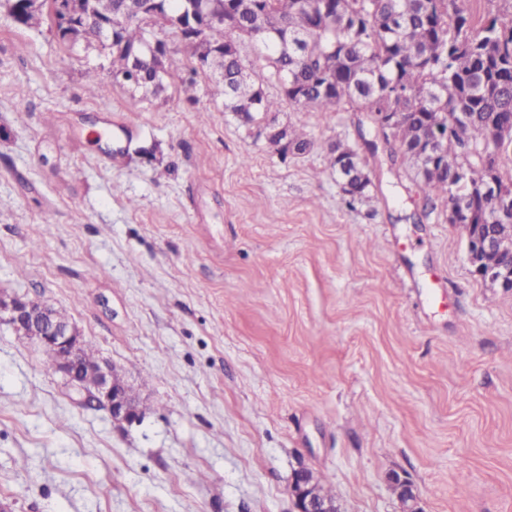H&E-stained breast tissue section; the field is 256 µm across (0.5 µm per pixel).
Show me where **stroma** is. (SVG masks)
Instances as JSON below:
<instances>
[{"label": "stroma", "mask_w": 512, "mask_h": 512, "mask_svg": "<svg viewBox=\"0 0 512 512\" xmlns=\"http://www.w3.org/2000/svg\"><path fill=\"white\" fill-rule=\"evenodd\" d=\"M97 51L0 6V295L66 315L141 408H89L0 322V500L12 512H295L304 470L340 512H512V291L443 209L375 172L348 207L328 147L353 115L246 123L181 67L132 103ZM303 129L278 157L269 123Z\"/></svg>", "instance_id": "stroma-1"}]
</instances>
